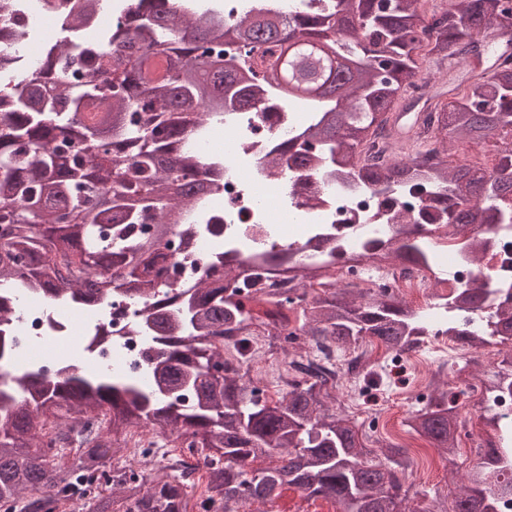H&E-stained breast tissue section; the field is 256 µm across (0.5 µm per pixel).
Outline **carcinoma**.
I'll list each match as a JSON object with an SVG mask.
<instances>
[{
	"label": "carcinoma",
	"instance_id": "1",
	"mask_svg": "<svg viewBox=\"0 0 512 512\" xmlns=\"http://www.w3.org/2000/svg\"><path fill=\"white\" fill-rule=\"evenodd\" d=\"M423 0H299L286 19L245 14L224 21V0H106L140 17L137 29L100 28L88 39L94 0H72L62 28L39 60L22 63L30 28L5 35L0 53V289L37 292L50 304L88 306L112 296L153 299L149 329L159 349L145 352L149 391L108 374L27 372L0 389V512H237L241 502L270 503L291 488L334 502L340 512H496L512 496V429L486 426L498 442L487 450L450 502L421 494L408 508L414 462L404 448L377 453L334 410L336 387L297 370L274 400L250 377L254 336L294 343L303 336L323 351L377 341L400 356L426 335L419 312L398 297L338 288L329 280L335 250L321 243L299 258L275 246L241 264L218 248L203 277L173 295L163 280L181 242L205 233L224 242V212L205 208L218 188L224 158L204 162L190 142L224 117L263 105H292L307 125L270 154L276 169L346 175L381 190L432 183L422 202L384 247L386 261L417 266L429 258L419 227L471 229L476 254L493 225L512 219V38L508 50L477 71L448 73L426 96L416 51L435 63L481 59L484 46L508 34L512 0H448L427 16ZM429 114L435 147L392 158L363 145L388 126L398 100ZM496 153L493 171L453 164L457 143ZM179 223L167 222L172 210ZM194 211V223L185 222ZM280 274L294 296L268 297ZM320 289H315L314 285ZM460 307L480 308L484 289L467 288ZM492 335L512 342V307ZM231 338L235 362L220 343ZM191 396L172 408L166 398ZM459 394L440 391L410 412L406 426L453 458ZM106 416L105 426L96 423ZM152 428L202 455L203 496L175 464L152 481L133 466L112 467L133 428ZM75 444L71 458L50 448Z\"/></svg>",
	"mask_w": 512,
	"mask_h": 512
}]
</instances>
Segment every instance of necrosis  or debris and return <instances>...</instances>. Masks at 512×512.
<instances>
[{
    "instance_id": "necrosis-or-debris-1",
    "label": "necrosis or debris",
    "mask_w": 512,
    "mask_h": 512,
    "mask_svg": "<svg viewBox=\"0 0 512 512\" xmlns=\"http://www.w3.org/2000/svg\"><path fill=\"white\" fill-rule=\"evenodd\" d=\"M304 125V113L296 110L289 111L274 131L262 113L245 112L195 142L200 156L224 159L223 186L206 205L224 212L225 245L249 254L273 245L297 249L316 235L331 238L340 246L337 273L409 303L425 299L424 320L432 328L429 348L441 349L451 324L490 335L495 313L502 306H512V224L495 225L490 244L476 262L468 255L467 241L450 237L441 225L426 226L421 233L433 257L429 266L369 261L365 252L369 243L389 241L396 225L415 214L419 195L406 190L385 196L369 187L347 186L315 174L290 175L271 169L267 157L275 138L299 133ZM474 285L489 291L483 307L452 305L460 289ZM15 303L17 321L0 326L12 342L10 356L0 360V376L10 377L16 370L52 376L92 362L98 369L153 387L152 368L142 356L152 340L148 306L142 300L116 298L99 308L80 309L51 306L28 294L16 297ZM105 324L112 330L111 344L88 348L87 338ZM371 356V348L364 345L326 363V371L336 376L338 391L357 399L359 373ZM465 403L474 409L494 406L501 422L512 424L511 387L490 388L482 381H469ZM123 460L145 474L175 461L196 488L204 486L205 470L196 450L168 447L162 439L151 438L146 429L129 437Z\"/></svg>"
}]
</instances>
